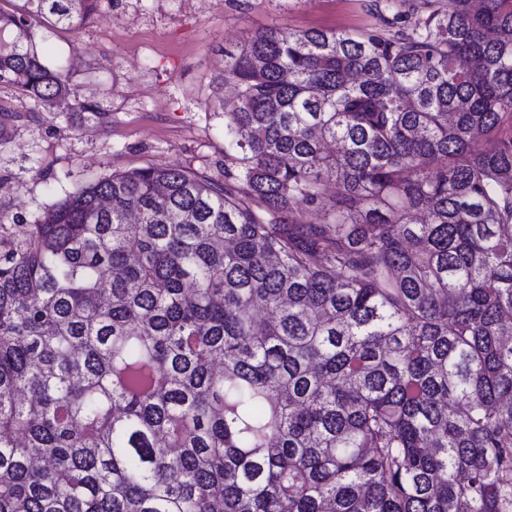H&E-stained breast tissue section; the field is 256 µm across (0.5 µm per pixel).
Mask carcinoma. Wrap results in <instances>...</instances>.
Instances as JSON below:
<instances>
[{"label": "carcinoma", "instance_id": "obj_1", "mask_svg": "<svg viewBox=\"0 0 512 512\" xmlns=\"http://www.w3.org/2000/svg\"><path fill=\"white\" fill-rule=\"evenodd\" d=\"M94 2L0 12V87L105 129L32 39ZM373 2L225 55L224 181L0 250V512H512V0Z\"/></svg>", "mask_w": 512, "mask_h": 512}]
</instances>
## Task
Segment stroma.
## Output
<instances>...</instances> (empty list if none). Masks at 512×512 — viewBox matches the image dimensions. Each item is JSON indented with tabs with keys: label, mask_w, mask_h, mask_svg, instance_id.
I'll list each match as a JSON object with an SVG mask.
<instances>
[{
	"label": "stroma",
	"mask_w": 512,
	"mask_h": 512,
	"mask_svg": "<svg viewBox=\"0 0 512 512\" xmlns=\"http://www.w3.org/2000/svg\"><path fill=\"white\" fill-rule=\"evenodd\" d=\"M371 0H98L77 28L37 20L42 57L70 70L84 95L110 111L108 128L83 115L35 108L0 90L19 116L0 145V245L85 175L159 163L224 177V107L235 87L224 54L266 30L360 33L378 27Z\"/></svg>",
	"instance_id": "35a3bbf8"
}]
</instances>
